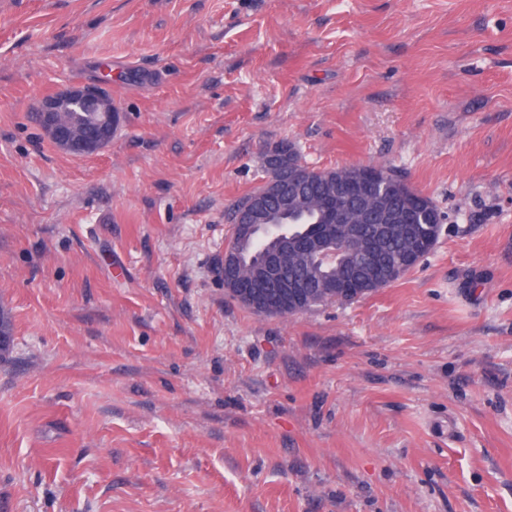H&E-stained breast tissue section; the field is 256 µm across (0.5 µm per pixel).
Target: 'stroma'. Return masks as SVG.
Instances as JSON below:
<instances>
[{"label": "stroma", "mask_w": 512, "mask_h": 512, "mask_svg": "<svg viewBox=\"0 0 512 512\" xmlns=\"http://www.w3.org/2000/svg\"><path fill=\"white\" fill-rule=\"evenodd\" d=\"M96 84L111 143L34 123ZM386 165L434 249L265 317V149ZM0 512H512V0H0ZM75 112L95 113L96 122L101 126L110 125L112 131L116 125L117 108L112 97L89 84L74 85L45 97L38 107L36 119L58 149L76 156L100 152L108 145L109 139L76 131L67 118L69 113Z\"/></svg>", "instance_id": "35a3bbf8"}]
</instances>
